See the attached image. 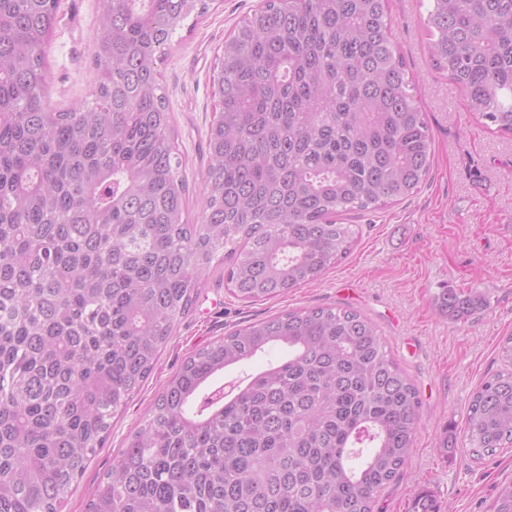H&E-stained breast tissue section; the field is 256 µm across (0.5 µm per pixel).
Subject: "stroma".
<instances>
[{"mask_svg":"<svg viewBox=\"0 0 512 512\" xmlns=\"http://www.w3.org/2000/svg\"><path fill=\"white\" fill-rule=\"evenodd\" d=\"M260 0H210L184 21L158 68L168 95L175 145L186 162L189 213L197 215L207 165L206 134L218 110L212 76L227 36ZM98 0H61L47 47V101L65 110L82 103L94 81ZM394 36L423 105L433 161L421 189L364 215H352L358 241L318 281L288 295L237 300L222 274L209 276L192 313L181 318L158 362L112 419L106 448L72 487L62 512H86L97 482L124 448L186 357L230 331L288 310L349 307L378 326L388 351L417 386L421 426L401 476L383 489L373 512H408L414 496L432 492L442 512H492L499 488L512 483V448L476 460L461 439L471 399L500 367L499 344L512 334V138L490 134L460 90L429 60L423 20L427 0H389ZM476 291L485 305L458 321L439 312L444 289Z\"/></svg>","mask_w":512,"mask_h":512,"instance_id":"1","label":"stroma"}]
</instances>
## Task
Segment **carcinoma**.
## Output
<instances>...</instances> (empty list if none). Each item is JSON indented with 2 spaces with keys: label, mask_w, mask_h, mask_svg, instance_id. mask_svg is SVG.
I'll use <instances>...</instances> for the list:
<instances>
[{
  "label": "carcinoma",
  "mask_w": 512,
  "mask_h": 512,
  "mask_svg": "<svg viewBox=\"0 0 512 512\" xmlns=\"http://www.w3.org/2000/svg\"><path fill=\"white\" fill-rule=\"evenodd\" d=\"M207 0H99L92 101L47 105L58 0H0V512H61L115 412L224 266L239 300L345 258L341 217L411 196L431 167L388 0H262L228 38L197 223L157 61ZM433 65L512 135V0H430ZM478 294L446 289L461 319ZM273 347L287 356L229 383ZM473 396L474 458L512 445V335ZM420 425L414 384L347 308L286 311L190 355L88 512H372ZM410 512H440L429 491Z\"/></svg>",
  "instance_id": "1"
}]
</instances>
